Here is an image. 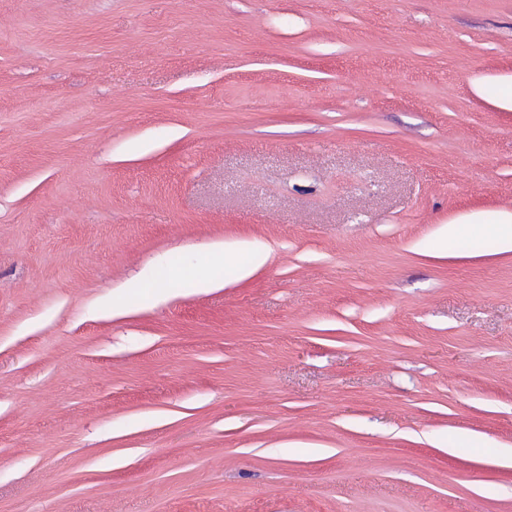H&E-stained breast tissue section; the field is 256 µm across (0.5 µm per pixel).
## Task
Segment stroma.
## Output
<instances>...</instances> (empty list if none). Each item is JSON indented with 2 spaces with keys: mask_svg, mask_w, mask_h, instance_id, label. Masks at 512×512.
Wrapping results in <instances>:
<instances>
[{
  "mask_svg": "<svg viewBox=\"0 0 512 512\" xmlns=\"http://www.w3.org/2000/svg\"><path fill=\"white\" fill-rule=\"evenodd\" d=\"M511 94L512 0H0V507L512 512ZM233 252L225 251L224 246H217L204 253V264L211 271L210 274H198L194 268L187 269L181 276V280L198 292H206L212 288H222L223 282L217 280L213 274L224 267V261Z\"/></svg>",
  "mask_w": 512,
  "mask_h": 512,
  "instance_id": "obj_1",
  "label": "stroma"
}]
</instances>
